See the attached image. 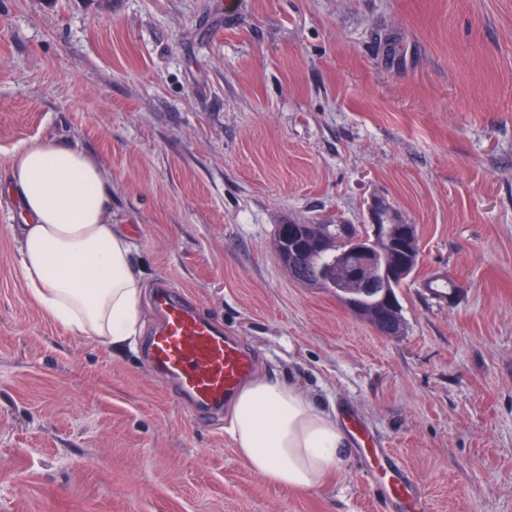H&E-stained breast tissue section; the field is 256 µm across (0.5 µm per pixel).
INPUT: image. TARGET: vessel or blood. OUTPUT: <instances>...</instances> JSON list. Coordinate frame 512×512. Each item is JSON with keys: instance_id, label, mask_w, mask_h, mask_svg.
I'll return each instance as SVG.
<instances>
[{"instance_id": "b4317fda", "label": "vessel or blood", "mask_w": 512, "mask_h": 512, "mask_svg": "<svg viewBox=\"0 0 512 512\" xmlns=\"http://www.w3.org/2000/svg\"><path fill=\"white\" fill-rule=\"evenodd\" d=\"M152 303L158 319L145 345L149 368L168 382L174 400L192 409L197 423L215 420L255 367L254 353L167 284L156 287ZM371 454L379 467L392 468L394 499L415 494L413 476L396 467L387 450Z\"/></svg>"}]
</instances>
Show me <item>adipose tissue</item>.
<instances>
[{"label": "adipose tissue", "mask_w": 512, "mask_h": 512, "mask_svg": "<svg viewBox=\"0 0 512 512\" xmlns=\"http://www.w3.org/2000/svg\"><path fill=\"white\" fill-rule=\"evenodd\" d=\"M20 204L19 272L30 297L73 332L133 344L146 281L134 244L112 221V175L83 150L24 143L0 164V193ZM227 432L240 459L271 483L324 485L346 436L298 386L259 376L240 387Z\"/></svg>", "instance_id": "ef3b65f1"}]
</instances>
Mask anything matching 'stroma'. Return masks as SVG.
Listing matches in <instances>:
<instances>
[{
  "instance_id": "obj_1",
  "label": "stroma",
  "mask_w": 512,
  "mask_h": 512,
  "mask_svg": "<svg viewBox=\"0 0 512 512\" xmlns=\"http://www.w3.org/2000/svg\"><path fill=\"white\" fill-rule=\"evenodd\" d=\"M0 0V161L78 144L112 173L148 288L188 294L418 480L422 512H512V0ZM412 224L404 329L280 261L283 224ZM0 198V512H392L349 437L320 488L196 424L142 344L57 325ZM447 275L452 300L426 288Z\"/></svg>"
}]
</instances>
